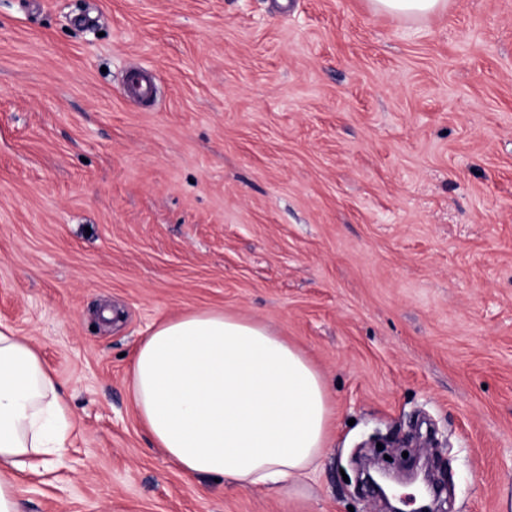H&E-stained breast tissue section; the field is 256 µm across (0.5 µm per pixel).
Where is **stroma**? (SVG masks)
Returning a JSON list of instances; mask_svg holds the SVG:
<instances>
[{"label":"stroma","instance_id":"obj_1","mask_svg":"<svg viewBox=\"0 0 512 512\" xmlns=\"http://www.w3.org/2000/svg\"><path fill=\"white\" fill-rule=\"evenodd\" d=\"M206 308L323 376L304 484L188 477L141 426L134 350ZM0 324L75 426L21 512H379L375 433L447 459L448 512H512V0H0ZM377 11L412 19L426 18L444 11L447 0H372Z\"/></svg>","mask_w":512,"mask_h":512}]
</instances>
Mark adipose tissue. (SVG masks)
Instances as JSON below:
<instances>
[{"label":"adipose tissue","mask_w":512,"mask_h":512,"mask_svg":"<svg viewBox=\"0 0 512 512\" xmlns=\"http://www.w3.org/2000/svg\"><path fill=\"white\" fill-rule=\"evenodd\" d=\"M135 411L191 477L274 487L311 474L334 424L321 373L266 325L220 309L157 324L131 364ZM71 407L40 351L0 329V512H19L17 473L61 456Z\"/></svg>","instance_id":"obj_1"}]
</instances>
